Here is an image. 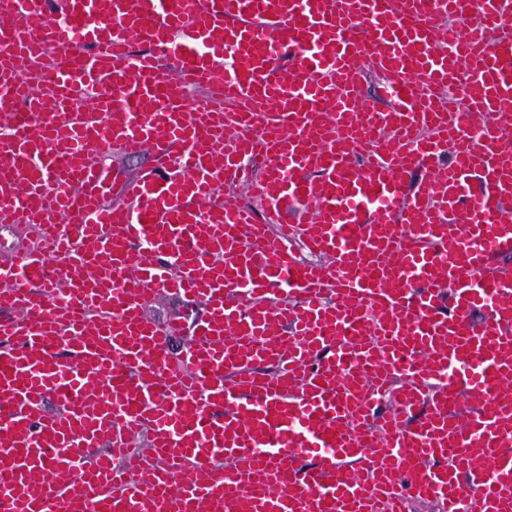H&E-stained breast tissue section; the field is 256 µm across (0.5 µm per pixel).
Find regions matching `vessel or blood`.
Wrapping results in <instances>:
<instances>
[{
  "instance_id": "b4317fda",
  "label": "vessel or blood",
  "mask_w": 512,
  "mask_h": 512,
  "mask_svg": "<svg viewBox=\"0 0 512 512\" xmlns=\"http://www.w3.org/2000/svg\"><path fill=\"white\" fill-rule=\"evenodd\" d=\"M0 9V512H512V0ZM148 313L156 320L163 321L169 316L185 313L186 309L175 299L160 297L147 306Z\"/></svg>"
}]
</instances>
